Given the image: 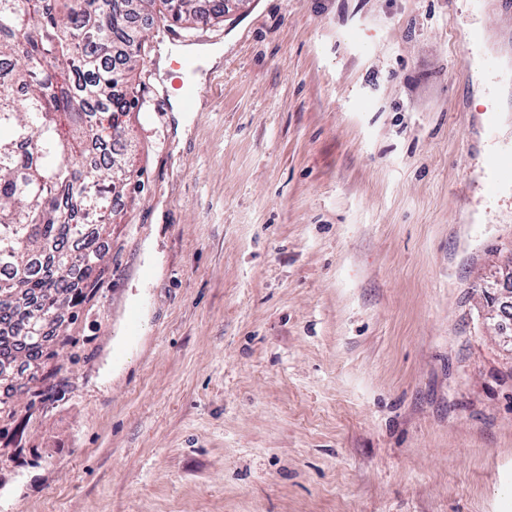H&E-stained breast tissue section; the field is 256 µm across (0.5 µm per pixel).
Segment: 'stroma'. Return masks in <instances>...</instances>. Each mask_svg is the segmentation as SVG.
I'll use <instances>...</instances> for the list:
<instances>
[{
  "mask_svg": "<svg viewBox=\"0 0 512 512\" xmlns=\"http://www.w3.org/2000/svg\"><path fill=\"white\" fill-rule=\"evenodd\" d=\"M225 3L136 20L107 269L61 311L52 401L7 398L0 512H512V345L481 292L512 261L484 164L512 148V14ZM200 37L224 57L179 117L154 63Z\"/></svg>",
  "mask_w": 512,
  "mask_h": 512,
  "instance_id": "stroma-1",
  "label": "stroma"
}]
</instances>
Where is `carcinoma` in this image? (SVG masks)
<instances>
[{
    "instance_id": "carcinoma-1",
    "label": "carcinoma",
    "mask_w": 512,
    "mask_h": 512,
    "mask_svg": "<svg viewBox=\"0 0 512 512\" xmlns=\"http://www.w3.org/2000/svg\"><path fill=\"white\" fill-rule=\"evenodd\" d=\"M157 2L165 19L224 15V0H0V385L18 358L38 379L43 318L104 273L127 148L92 174L86 159L122 139L132 100L117 87L142 47L127 24Z\"/></svg>"
}]
</instances>
